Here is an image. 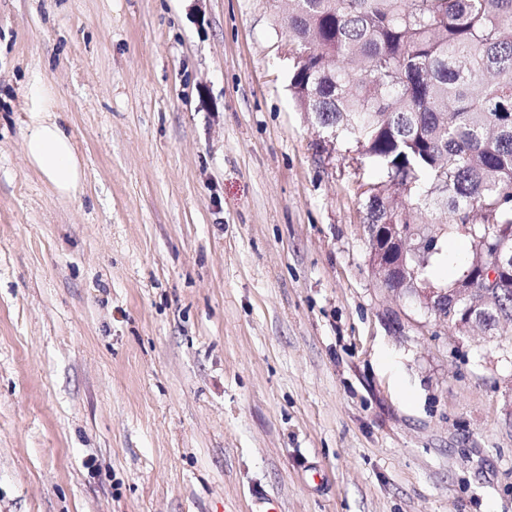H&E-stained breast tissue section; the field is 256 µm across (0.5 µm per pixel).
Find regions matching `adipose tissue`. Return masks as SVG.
Here are the masks:
<instances>
[{
	"label": "adipose tissue",
	"mask_w": 512,
	"mask_h": 512,
	"mask_svg": "<svg viewBox=\"0 0 512 512\" xmlns=\"http://www.w3.org/2000/svg\"><path fill=\"white\" fill-rule=\"evenodd\" d=\"M24 110V147L30 168L59 196H74L85 180L83 163L55 108L54 90L40 71L29 75Z\"/></svg>",
	"instance_id": "adipose-tissue-1"
}]
</instances>
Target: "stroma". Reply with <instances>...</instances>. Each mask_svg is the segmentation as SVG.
Returning <instances> with one entry per match:
<instances>
[{
  "label": "stroma",
  "instance_id": "35a3bbf8",
  "mask_svg": "<svg viewBox=\"0 0 512 512\" xmlns=\"http://www.w3.org/2000/svg\"><path fill=\"white\" fill-rule=\"evenodd\" d=\"M293 66L275 0H0V512H512V338L375 277ZM24 112V147L30 168L59 196H74L85 180L83 163L56 111L54 90L38 70L29 75Z\"/></svg>",
  "mask_w": 512,
  "mask_h": 512
}]
</instances>
